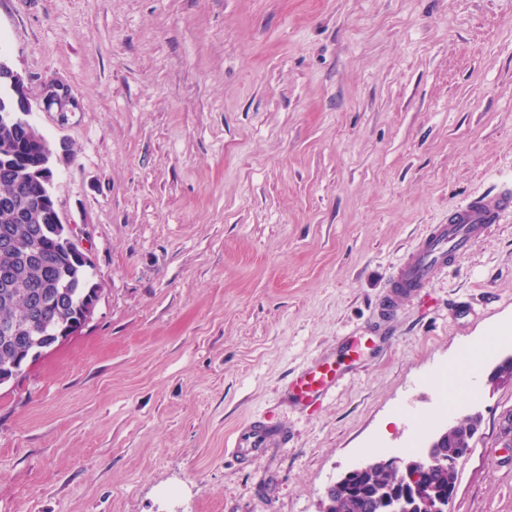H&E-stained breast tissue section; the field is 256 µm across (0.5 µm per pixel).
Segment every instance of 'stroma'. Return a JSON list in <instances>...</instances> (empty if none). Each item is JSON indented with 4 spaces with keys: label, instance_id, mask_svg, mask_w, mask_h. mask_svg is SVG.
<instances>
[{
    "label": "stroma",
    "instance_id": "stroma-1",
    "mask_svg": "<svg viewBox=\"0 0 512 512\" xmlns=\"http://www.w3.org/2000/svg\"><path fill=\"white\" fill-rule=\"evenodd\" d=\"M0 57L101 289L0 386V512H318L474 414L448 512H512V211L383 309L433 225L512 189V0H0ZM249 419L285 441L241 465ZM71 99V94L67 89L50 85L44 89L42 101L45 108L56 107L57 112H68ZM337 370L330 363L309 368L292 383V388L299 400L310 402L326 394L335 384Z\"/></svg>",
    "mask_w": 512,
    "mask_h": 512
}]
</instances>
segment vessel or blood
Segmentation results:
<instances>
[{
	"instance_id": "1",
	"label": "vessel or blood",
	"mask_w": 512,
	"mask_h": 512,
	"mask_svg": "<svg viewBox=\"0 0 512 512\" xmlns=\"http://www.w3.org/2000/svg\"><path fill=\"white\" fill-rule=\"evenodd\" d=\"M512 209V193L471 202L458 208L449 223L434 225L429 233L412 250L406 261L396 269L391 286L389 307H396L407 294L423 288L431 271L442 266L449 254L467 251L475 242L496 224L500 215ZM337 370L329 363L317 365L304 371L292 383L299 400L309 402L326 394L336 383ZM284 438L280 428L258 421L240 426L232 448L236 459L244 461L261 453Z\"/></svg>"
}]
</instances>
